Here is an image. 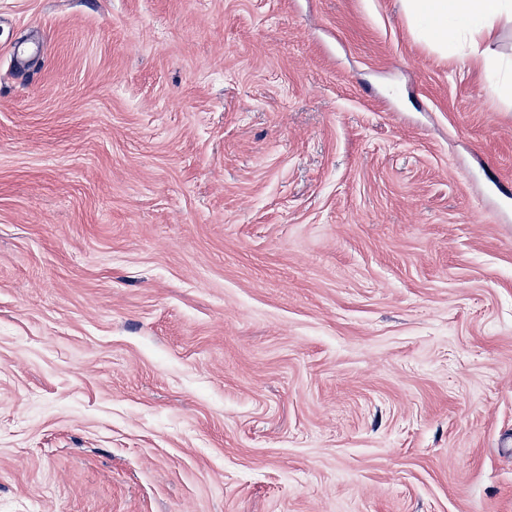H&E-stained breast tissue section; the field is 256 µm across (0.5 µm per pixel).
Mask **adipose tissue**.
Instances as JSON below:
<instances>
[{
  "mask_svg": "<svg viewBox=\"0 0 512 512\" xmlns=\"http://www.w3.org/2000/svg\"><path fill=\"white\" fill-rule=\"evenodd\" d=\"M404 11L410 29L427 43L444 49L468 40L473 59L485 70L512 76V67L480 49L499 19L512 17V0H404Z\"/></svg>",
  "mask_w": 512,
  "mask_h": 512,
  "instance_id": "1",
  "label": "adipose tissue"
}]
</instances>
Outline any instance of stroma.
I'll return each mask as SVG.
<instances>
[{"instance_id": "obj_1", "label": "stroma", "mask_w": 512, "mask_h": 512, "mask_svg": "<svg viewBox=\"0 0 512 512\" xmlns=\"http://www.w3.org/2000/svg\"><path fill=\"white\" fill-rule=\"evenodd\" d=\"M464 52L401 0H0V512H512Z\"/></svg>"}]
</instances>
